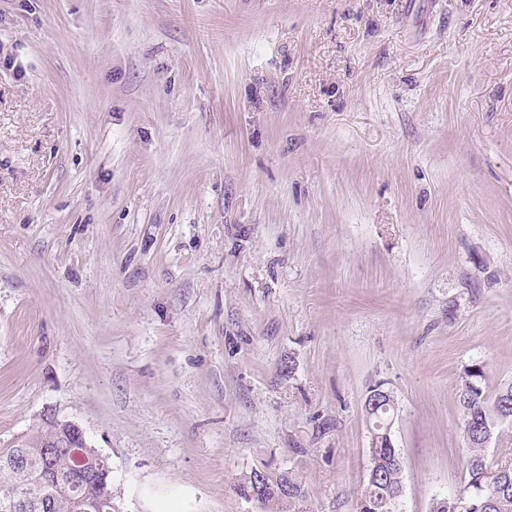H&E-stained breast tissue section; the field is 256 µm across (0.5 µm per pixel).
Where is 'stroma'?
Wrapping results in <instances>:
<instances>
[{"label": "stroma", "instance_id": "1", "mask_svg": "<svg viewBox=\"0 0 512 512\" xmlns=\"http://www.w3.org/2000/svg\"><path fill=\"white\" fill-rule=\"evenodd\" d=\"M512 381V0H0V450L43 414L117 512H397ZM371 468L361 492L359 506L366 501L374 511L396 512L403 490V464L396 448L386 446L383 438L372 436ZM260 472V471H257ZM260 474L253 473L248 478L242 481V483L246 487H250L251 489L247 491L249 495V499L253 497H257V492L261 491L262 486L261 482H263V490L260 498L257 500L258 503L262 505H267L269 503H275L279 501L286 500L288 503L296 504L297 502L305 501L306 494L304 490V486L302 484V480L298 477V475L294 472L288 471V473H280L278 475L269 476L264 472H260ZM288 476V477H287ZM288 481V494H286L282 485ZM245 487V488H246ZM242 488L239 483L237 486V492L244 498H247L246 490Z\"/></svg>", "mask_w": 512, "mask_h": 512}]
</instances>
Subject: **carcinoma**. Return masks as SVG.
I'll return each mask as SVG.
<instances>
[{
    "label": "carcinoma",
    "instance_id": "obj_1",
    "mask_svg": "<svg viewBox=\"0 0 512 512\" xmlns=\"http://www.w3.org/2000/svg\"><path fill=\"white\" fill-rule=\"evenodd\" d=\"M458 404L462 412V431L468 447L466 481L453 497L437 498L431 512H512V464L492 461L487 447L498 436L500 426L512 422V383L486 389L485 374L479 365L464 370L458 388ZM394 405H378L366 410L372 430L384 432ZM67 434L43 422L36 433L13 448L0 451V499L15 492L34 507L33 512H73L69 495L60 490L57 480L76 470L72 449L63 447ZM49 442L58 444L47 459L42 453ZM25 457L22 468L10 467L14 457ZM263 490L258 503L267 505L286 500L305 501L302 480L294 472L276 476L263 474ZM88 495L96 504V512H108L114 503L112 480H107V500L101 501L97 482L87 483ZM403 490V464L396 448L386 446L382 438L372 439L371 468L359 502H367L374 512H396Z\"/></svg>",
    "mask_w": 512,
    "mask_h": 512
}]
</instances>
